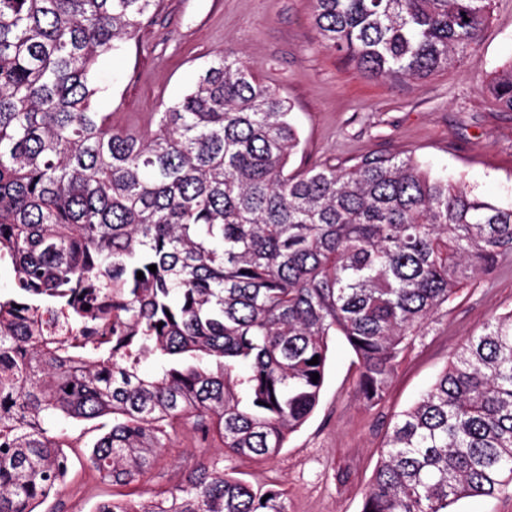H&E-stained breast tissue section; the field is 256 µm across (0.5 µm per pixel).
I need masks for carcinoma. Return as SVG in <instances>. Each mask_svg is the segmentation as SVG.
Masks as SVG:
<instances>
[{"mask_svg": "<svg viewBox=\"0 0 512 512\" xmlns=\"http://www.w3.org/2000/svg\"><path fill=\"white\" fill-rule=\"evenodd\" d=\"M314 2L325 49L421 80L477 44L492 0ZM160 3L0 0V264L14 273L0 294V512H34L63 481L75 422L112 418L88 455L106 484L140 480L182 420L230 455L275 457L319 403L336 334L376 407L465 281L512 256V206L410 155L291 168L293 106L228 54L153 127L112 125L100 64ZM489 89L512 111V62ZM511 486L512 311L397 415L361 512H455ZM94 512L288 501L207 458L171 489Z\"/></svg>", "mask_w": 512, "mask_h": 512, "instance_id": "1", "label": "carcinoma"}]
</instances>
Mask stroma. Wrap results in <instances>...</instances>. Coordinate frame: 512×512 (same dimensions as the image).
Segmentation results:
<instances>
[{
  "label": "stroma",
  "mask_w": 512,
  "mask_h": 512,
  "mask_svg": "<svg viewBox=\"0 0 512 512\" xmlns=\"http://www.w3.org/2000/svg\"><path fill=\"white\" fill-rule=\"evenodd\" d=\"M312 7V0H164L154 22L119 57L102 63L109 90L99 109L111 113L117 127L146 130L207 62L232 53L293 105L302 161L341 164L366 153H409L445 171L456 188L512 204V112L486 88L493 73L512 62V0H492L477 45L457 67L407 82L368 77L344 55L324 49ZM510 311L512 259L460 289L373 408L356 397L360 364L336 337L320 403L305 425L275 459L228 456L225 467L253 485L283 489L290 512H360L383 422L416 401L467 336ZM98 434L95 422L69 429L72 466L43 512H93L114 495L139 498L172 488L219 446L215 438L200 441L190 423L176 424L155 468L120 487L101 483L86 458Z\"/></svg>",
  "instance_id": "1"
}]
</instances>
